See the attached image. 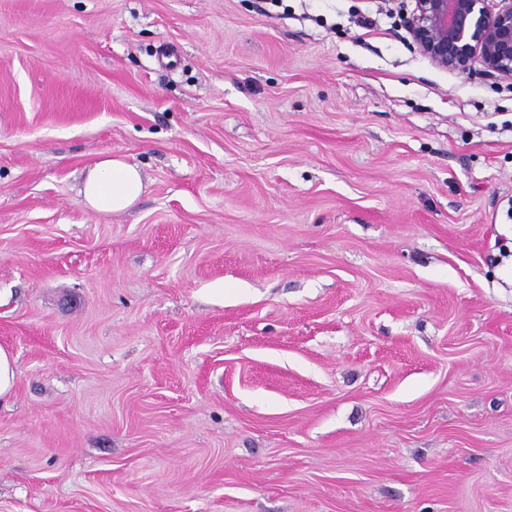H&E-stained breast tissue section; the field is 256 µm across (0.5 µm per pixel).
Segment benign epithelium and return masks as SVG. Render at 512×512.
<instances>
[{"label":"benign epithelium","instance_id":"benign-epithelium-1","mask_svg":"<svg viewBox=\"0 0 512 512\" xmlns=\"http://www.w3.org/2000/svg\"><path fill=\"white\" fill-rule=\"evenodd\" d=\"M404 24L436 67L467 73L478 62L489 78L512 80V0H412Z\"/></svg>","mask_w":512,"mask_h":512}]
</instances>
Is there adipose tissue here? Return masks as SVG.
<instances>
[{
    "instance_id": "ef3b65f1",
    "label": "adipose tissue",
    "mask_w": 512,
    "mask_h": 512,
    "mask_svg": "<svg viewBox=\"0 0 512 512\" xmlns=\"http://www.w3.org/2000/svg\"><path fill=\"white\" fill-rule=\"evenodd\" d=\"M144 190V180L138 166L122 157L105 156L87 171L79 189L86 206L104 213L128 210Z\"/></svg>"
}]
</instances>
